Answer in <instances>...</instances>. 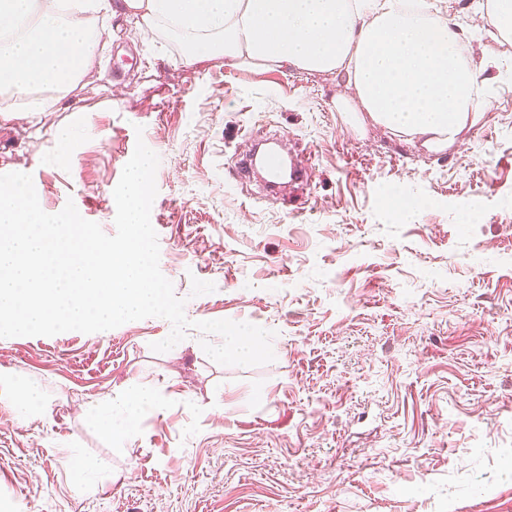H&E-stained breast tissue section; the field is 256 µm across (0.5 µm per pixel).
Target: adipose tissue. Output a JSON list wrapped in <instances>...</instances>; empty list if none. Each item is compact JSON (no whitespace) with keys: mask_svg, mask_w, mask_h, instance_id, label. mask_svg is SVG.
<instances>
[{"mask_svg":"<svg viewBox=\"0 0 512 512\" xmlns=\"http://www.w3.org/2000/svg\"><path fill=\"white\" fill-rule=\"evenodd\" d=\"M57 0H0V96L40 87L70 92L93 53L83 12L105 11L153 28L168 23L194 35L193 57L229 66L300 68L346 77L354 96L336 109L368 118L441 151L474 124L485 65L462 56L463 25L439 16L431 0H82L60 19ZM147 394L116 390L114 417L97 422L108 439L138 428L132 414Z\"/></svg>","mask_w":512,"mask_h":512,"instance_id":"obj_1","label":"adipose tissue"}]
</instances>
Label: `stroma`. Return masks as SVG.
Instances as JSON below:
<instances>
[{"instance_id":"1","label":"stroma","mask_w":512,"mask_h":512,"mask_svg":"<svg viewBox=\"0 0 512 512\" xmlns=\"http://www.w3.org/2000/svg\"><path fill=\"white\" fill-rule=\"evenodd\" d=\"M89 21L75 94L0 112V174H31L46 213L74 202L111 235L144 140L187 319L273 330L275 359L220 365L194 329L153 352L158 317L0 338V376L38 396L23 417L0 400V512H512V33H468L493 63L487 103L435 153L351 125L345 78L192 64L166 23ZM260 138L305 169L287 195L240 180ZM118 388L154 399L108 440L94 419Z\"/></svg>"}]
</instances>
